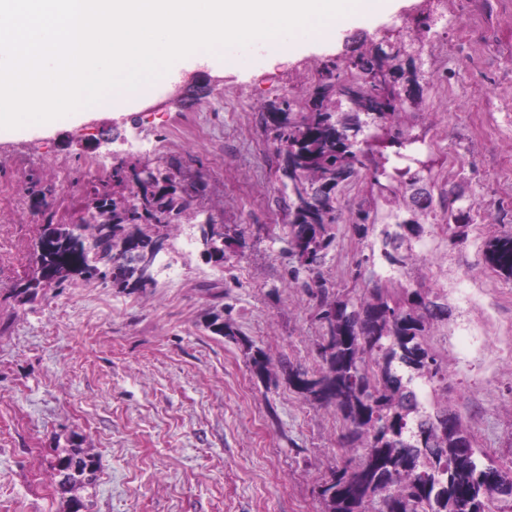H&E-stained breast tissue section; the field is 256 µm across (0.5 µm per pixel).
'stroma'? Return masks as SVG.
Returning <instances> with one entry per match:
<instances>
[{
    "mask_svg": "<svg viewBox=\"0 0 512 512\" xmlns=\"http://www.w3.org/2000/svg\"><path fill=\"white\" fill-rule=\"evenodd\" d=\"M427 0L349 27L326 48L289 58L241 50L238 69L185 84L162 109L101 112L55 128L0 136V512H64L48 462L79 444L99 463L91 512H321L318 492L348 458L334 408L303 399L281 361L319 365L315 302L290 277V226L264 106L302 105L304 66L369 54L384 34L403 41L405 76L421 87L404 127L446 138L458 158L421 151L435 192L457 187L482 214L463 244L428 234L416 278L448 294L433 346L448 367V403L489 462L512 467V280L487 268L489 239L512 233V0H448V19L425 24ZM173 173L189 202L183 233L205 219L224 228L230 264L198 248L163 257L173 278L121 289L74 278L24 303L14 290L34 269L41 224L85 217L111 195L119 163ZM323 272L362 289L356 263L368 240L347 223ZM220 306L239 341L212 334ZM275 367L253 376L248 349Z\"/></svg>",
    "mask_w": 512,
    "mask_h": 512,
    "instance_id": "1",
    "label": "stroma"
}]
</instances>
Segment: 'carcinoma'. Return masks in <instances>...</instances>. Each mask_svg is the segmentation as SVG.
<instances>
[{"mask_svg":"<svg viewBox=\"0 0 512 512\" xmlns=\"http://www.w3.org/2000/svg\"><path fill=\"white\" fill-rule=\"evenodd\" d=\"M404 54V47H377L374 59L350 57L324 64L309 100L301 111L290 106L265 113L269 140L277 158L281 201L291 232L286 252L299 266L291 270L296 285L316 300L322 336L317 344L320 367L309 372L282 362L288 381L308 402L333 407L343 430L340 447L362 449L356 462L332 472L319 497L325 512H505L507 505L496 494L497 480L509 475L501 468L478 464L472 432L448 405L447 367L429 343L435 327L448 319V298L439 288H420L411 273L420 261L416 251L428 233L438 227L454 244L464 242L465 211L454 209L462 194L450 189L440 196L450 221L435 225L434 196L423 184L427 162L416 160L417 169L388 171L387 148L401 156L407 139L400 128L403 111L390 103L396 85L365 82L374 68L390 67ZM365 130L378 140L355 151L345 143V132ZM372 170L370 199L396 206L394 222H383L378 212L360 208L349 217L360 238L378 234L381 256L398 277L369 278L372 286L352 295L340 293L322 271L327 250L336 240L332 225L342 219L341 188L359 180L362 170ZM153 185L135 182L129 195L102 198L108 217L88 223L84 244L60 242L52 251L36 250L33 279L46 269L53 271L48 287L92 275L69 261L87 263L94 255L97 266L117 258L121 245L131 239L142 253L152 251L156 240L186 217L188 203L178 192L173 176L158 173ZM160 215L154 230L142 229V212ZM484 264L500 276L512 278V236L491 240ZM112 283L123 289L144 288L139 263L123 258ZM206 327L218 336H237L221 311L206 318ZM272 359L262 350L250 357V371L258 378L269 375ZM433 388L435 398L426 408L420 387ZM78 459L81 467L70 475L82 498L91 497L96 482V455L77 445L59 451Z\"/></svg>","mask_w":512,"mask_h":512,"instance_id":"obj_1","label":"carcinoma"}]
</instances>
